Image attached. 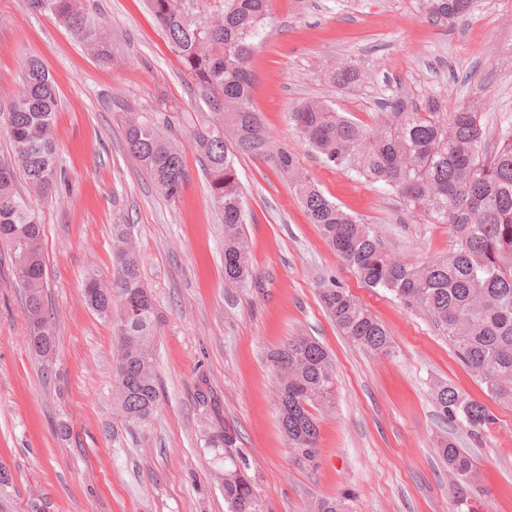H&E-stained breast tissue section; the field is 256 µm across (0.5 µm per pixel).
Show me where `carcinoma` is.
<instances>
[{
	"label": "carcinoma",
	"instance_id": "carcinoma-1",
	"mask_svg": "<svg viewBox=\"0 0 512 512\" xmlns=\"http://www.w3.org/2000/svg\"><path fill=\"white\" fill-rule=\"evenodd\" d=\"M425 18L453 22L474 0H423ZM270 0H147L176 52L184 77L209 111L196 115L192 141L205 162L208 188L224 224V283L243 286L255 277L243 237L248 214L235 167L240 154L264 153L270 137L252 101L251 59L270 18ZM28 7L62 23L104 62L111 61L108 33L87 0H27ZM341 89L364 80L355 63L325 71ZM57 101L48 71L36 59L24 66L22 89L8 110V134L30 189L44 196L65 186L56 157ZM484 97L448 106L441 94L418 101L397 95L381 103L374 124L336 110L334 101L299 102L290 112L298 134L323 162L381 182L408 210L432 224H446L457 247L448 256L410 262L393 259L374 225L345 212L310 179L297 175L294 158L283 152L280 169L295 176L310 223L370 288H384L407 308L431 315L448 336L456 356L500 401L512 404V118L500 121L496 137L482 122ZM126 152L170 200L188 180L181 150L159 126L158 114L139 112L124 124ZM43 232L38 214L16 186L14 167L0 166V242L9 250L14 276L25 293L24 341L38 355L55 348L45 311ZM115 273L104 291L86 280L90 307L112 322V401L122 421L139 424L156 412L160 384L154 366L156 315L141 277L140 257L129 247L127 227L113 225ZM320 299L337 328L353 342L389 353L385 327L348 291L330 283ZM277 383L276 408L290 452L298 460L316 455L318 424L311 408L330 402L336 368L327 350L296 336L267 355ZM435 402L447 420L464 421L479 433L494 423L490 409L455 387L440 384ZM205 443L221 462L216 477L228 512H263L248 464L230 426L210 432ZM448 472L460 482L458 512L476 496L477 463L444 437L437 442ZM310 512H350L338 498L314 502Z\"/></svg>",
	"mask_w": 512,
	"mask_h": 512
}]
</instances>
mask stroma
I'll return each instance as SVG.
<instances>
[{
	"label": "stroma",
	"mask_w": 512,
	"mask_h": 512,
	"mask_svg": "<svg viewBox=\"0 0 512 512\" xmlns=\"http://www.w3.org/2000/svg\"><path fill=\"white\" fill-rule=\"evenodd\" d=\"M112 37L101 62L27 0H0V162H13L9 105L28 58L55 82V143L68 183L31 196L44 226L45 301L56 336L51 366L28 348L23 290L0 252V465L11 477L4 512H227L207 432L232 426L264 512H308L350 493L354 512H456L455 479L434 442L445 436L476 459L484 496L474 512H512V406L498 402L458 360L431 318L389 291L367 287L310 224L300 172L348 213L375 225L388 252L428 261L456 247L447 225L409 213L385 185L325 164L290 120L304 99L334 97L338 111L372 123L382 99L482 92L489 123L512 116V0H477L451 24L428 22L420 0H271L252 60L253 103L272 140L236 167L252 217L245 225L255 279L224 285V225L213 206L189 116L204 103L145 0H90ZM339 60L363 68L362 85L334 92L324 72ZM160 110L189 180L165 197L125 151L130 112ZM124 224L156 311L157 413L127 426L112 406L111 323L88 306L84 283H109L112 227ZM349 290L387 329L391 353L342 336L323 307L329 281ZM293 336L322 344L336 366L332 402L316 412L314 460L290 453L274 405L268 350ZM484 403L495 422L473 435L440 417L436 384ZM66 434H59V426Z\"/></svg>",
	"instance_id": "35a3bbf8"
}]
</instances>
